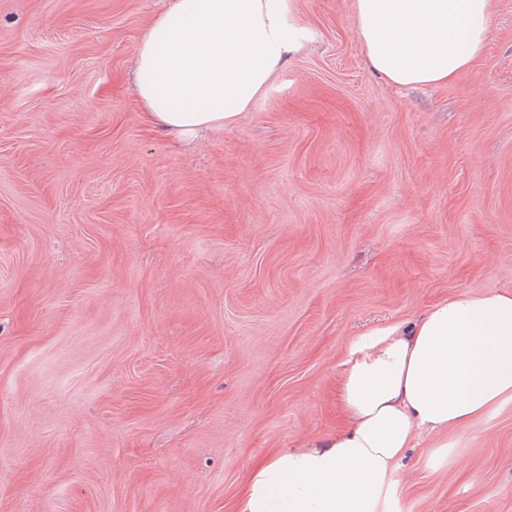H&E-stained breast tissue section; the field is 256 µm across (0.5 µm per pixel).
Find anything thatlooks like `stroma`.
Returning <instances> with one entry per match:
<instances>
[{
    "label": "stroma",
    "mask_w": 512,
    "mask_h": 512,
    "mask_svg": "<svg viewBox=\"0 0 512 512\" xmlns=\"http://www.w3.org/2000/svg\"><path fill=\"white\" fill-rule=\"evenodd\" d=\"M293 2L312 43L183 145L132 82L168 0H0V512H240L343 427L359 334L512 293V0L418 89L353 0ZM394 480L400 512H512V401Z\"/></svg>",
    "instance_id": "1"
}]
</instances>
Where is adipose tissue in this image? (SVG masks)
I'll list each match as a JSON object with an SVG mask.
<instances>
[{
  "mask_svg": "<svg viewBox=\"0 0 512 512\" xmlns=\"http://www.w3.org/2000/svg\"><path fill=\"white\" fill-rule=\"evenodd\" d=\"M370 70L400 87L454 81L482 53L492 0H354ZM292 0H171L143 33L142 119L182 142L233 123L312 39ZM512 399V293L466 294L360 335L344 361L348 423L253 468L241 512H395L393 477L425 432Z\"/></svg>",
  "mask_w": 512,
  "mask_h": 512,
  "instance_id": "obj_1",
  "label": "adipose tissue"
}]
</instances>
